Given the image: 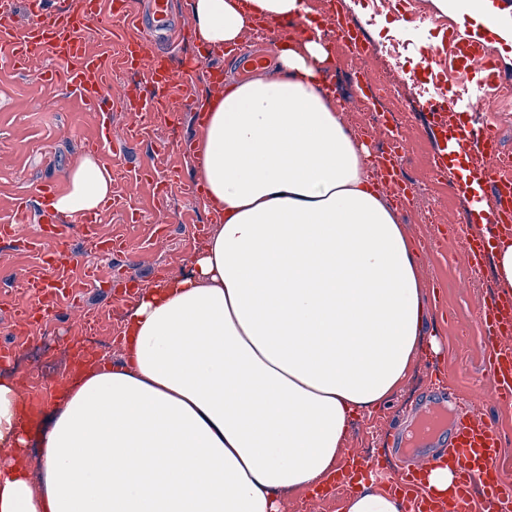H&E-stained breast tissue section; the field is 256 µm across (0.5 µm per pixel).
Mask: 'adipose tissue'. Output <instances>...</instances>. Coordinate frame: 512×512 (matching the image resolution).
<instances>
[{
    "instance_id": "ef3b65f1",
    "label": "adipose tissue",
    "mask_w": 512,
    "mask_h": 512,
    "mask_svg": "<svg viewBox=\"0 0 512 512\" xmlns=\"http://www.w3.org/2000/svg\"><path fill=\"white\" fill-rule=\"evenodd\" d=\"M211 51L260 25L315 19L302 0H191ZM266 63L204 95L195 173L218 222L190 275L139 291L123 355L56 397L36 432L0 379V512H281L337 470L352 418L388 404L422 352L428 284L367 144L322 79V38L272 37ZM54 209L91 212L112 171L86 157ZM493 237L512 292V229ZM39 469L29 475L27 448ZM344 512H407L362 486Z\"/></svg>"
}]
</instances>
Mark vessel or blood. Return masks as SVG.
I'll list each match as a JSON object with an SVG mask.
<instances>
[{
    "instance_id": "1",
    "label": "vessel or blood",
    "mask_w": 512,
    "mask_h": 512,
    "mask_svg": "<svg viewBox=\"0 0 512 512\" xmlns=\"http://www.w3.org/2000/svg\"><path fill=\"white\" fill-rule=\"evenodd\" d=\"M24 8L22 25L8 24L7 19L17 8ZM150 12L156 20L155 29H148L135 0H0V61L11 65L34 60H49L51 70L45 71V81H63L81 104L99 118V132L89 147L102 161H109L116 142H128L142 137L140 126L128 125L122 134L112 129V110L123 104L130 112H150L154 117L165 115V103L173 97L188 99L195 118H202L199 102L193 101L185 82L196 72L199 62L179 60L173 51L181 41L179 30L168 22V0H151ZM99 26L113 45V53L89 52L83 35L92 26ZM487 46L482 39L465 36L454 45V55L462 68L482 61ZM120 54L123 67L138 78L136 92L126 93L122 101L112 98L108 86L112 75V56ZM438 155L439 173H447L450 158L478 152L480 166L471 168L470 176L482 186V202L495 223H512V182L498 178V151L492 130H477L468 126L455 130L454 137L442 138ZM402 143L377 158L386 187L402 198H410L413 188L406 180L400 159ZM59 190L57 183L42 184L37 190L38 231L26 238L28 250H39L42 241L54 244L43 254L41 262L18 281V286L37 307L22 311L20 320L32 326L56 313L73 293V272L79 263L78 254L70 248L72 231H79L91 251L109 254L120 251V244L104 235L97 217L84 214L71 221L59 220L52 201ZM484 340L488 346L485 369L493 380L492 399L512 401V348L497 344L498 337L512 335V298L493 299L481 316ZM500 436L489 419L459 416L455 434L447 453L448 465L454 473V483L447 496L424 489V465L391 476L392 488L402 491L410 505L409 512H472L473 489H480L483 512H512V486L504 484L498 475ZM379 461L357 456L349 460L336 476L333 488L351 491L362 481L382 476Z\"/></svg>"
}]
</instances>
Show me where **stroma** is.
Instances as JSON below:
<instances>
[{
  "instance_id": "1",
  "label": "stroma",
  "mask_w": 512,
  "mask_h": 512,
  "mask_svg": "<svg viewBox=\"0 0 512 512\" xmlns=\"http://www.w3.org/2000/svg\"><path fill=\"white\" fill-rule=\"evenodd\" d=\"M468 14L441 12L434 0H401L396 8L369 17L365 0L344 5L347 18L365 19L372 44L389 38L404 42L407 50L394 79L412 83V109L399 133L408 145L404 170L415 188L424 190V201H411L398 213L417 243L419 260L429 284L428 328L445 344L442 357L422 354L415 375L391 403L356 418L345 446L346 454L372 455L406 464L419 459L420 449L435 452L446 447L439 435L419 438L428 414L446 424L448 412L435 408L436 394L451 387L460 407L490 416L503 437L498 470L504 483L512 484V402L491 404L492 380L485 371L487 347L481 336L478 313L499 290L490 265L475 269L463 257L470 237L463 218L471 200L462 191L444 187L430 167L437 153L439 134L426 129L419 113L428 107V91L439 84L462 110L476 108L482 121L493 128L505 146L512 148V111H500L487 92L483 73L462 72L453 58L431 60L433 51L446 53L447 32L464 31L465 21H476L480 12L498 14L504 28L512 27V0H467ZM51 63L30 66L0 63V222L14 218L18 197L33 194L45 182L67 184L69 173L87 156V141L97 134L96 117L61 84L40 80ZM166 121L152 123L139 142L118 148L112 159V193L118 202L101 215L105 233L121 239L125 249L111 257L87 251L80 234L70 239L81 261L98 269L92 286L80 289L55 315L34 327L31 335L13 333L14 310L32 299L15 283L35 258L19 243L0 241V342L11 346V360H0V375H28L45 404H52V382L67 372L64 340L79 336L85 308L101 311L100 334L106 337L113 360L121 358L119 337L133 300L117 287L133 279L150 286L162 279L187 273L198 253L194 239L198 228L212 227L216 218L206 212L187 186L195 182V163L179 162V172L166 182L164 198H157L155 177L138 175L150 163L156 148L196 141L199 127L182 99L168 103Z\"/></svg>"
}]
</instances>
